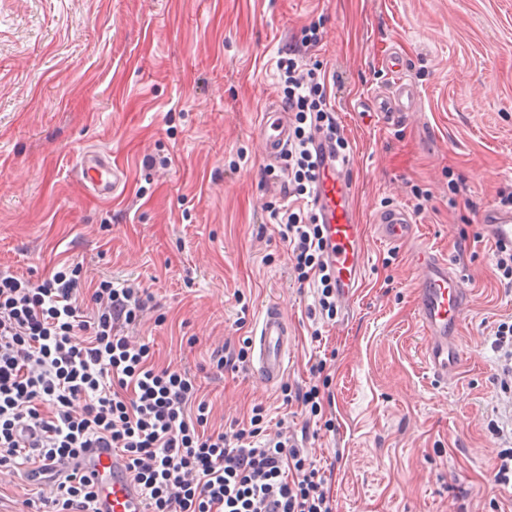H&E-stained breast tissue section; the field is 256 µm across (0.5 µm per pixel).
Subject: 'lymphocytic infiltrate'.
Wrapping results in <instances>:
<instances>
[{
	"mask_svg": "<svg viewBox=\"0 0 512 512\" xmlns=\"http://www.w3.org/2000/svg\"><path fill=\"white\" fill-rule=\"evenodd\" d=\"M280 58L286 104L297 124L284 168L293 192L311 193L316 137L348 146L316 68L302 46ZM291 247L298 280L321 286L319 307L336 313V283L312 212L270 206ZM140 288L99 281L84 296L81 269L65 264L40 284L0 272V472L27 470L45 482L37 512H92L96 491L60 462L88 448H112L128 463L148 512H337L324 473L284 434L266 436L264 410L233 432L208 431V404L184 368H157L148 343L127 336L145 307Z\"/></svg>",
	"mask_w": 512,
	"mask_h": 512,
	"instance_id": "obj_1",
	"label": "lymphocytic infiltrate"
}]
</instances>
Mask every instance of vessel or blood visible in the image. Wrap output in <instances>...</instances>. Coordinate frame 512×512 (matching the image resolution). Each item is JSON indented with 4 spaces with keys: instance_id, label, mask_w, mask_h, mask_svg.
<instances>
[{
    "instance_id": "1",
    "label": "vessel or blood",
    "mask_w": 512,
    "mask_h": 512,
    "mask_svg": "<svg viewBox=\"0 0 512 512\" xmlns=\"http://www.w3.org/2000/svg\"><path fill=\"white\" fill-rule=\"evenodd\" d=\"M387 67L394 76L388 93L375 95L372 110L384 123L410 111L417 96L414 86L403 76L405 63L391 55ZM267 156L287 153L290 126L282 109L269 107L258 129ZM347 162L326 160L312 192V205L323 226L326 254L336 277V296L350 303L365 285V227L356 217L355 191L346 179ZM78 174L93 194L113 196L124 179V172L113 166L110 155L95 152L83 155ZM386 242L402 245L413 235V216L402 205L382 211L376 219ZM481 222L492 246L512 249V211L491 207L481 213ZM417 269L416 318L425 346L423 356L436 381H456L464 360L459 342L468 290L445 257L428 246L415 253ZM252 370L264 382L274 384L287 373L289 331L280 304L268 305L262 312L253 336ZM91 476L98 487L96 512H147L145 500L127 467L125 457L110 448H90L65 464Z\"/></svg>"
}]
</instances>
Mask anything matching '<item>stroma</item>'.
<instances>
[{"mask_svg": "<svg viewBox=\"0 0 512 512\" xmlns=\"http://www.w3.org/2000/svg\"><path fill=\"white\" fill-rule=\"evenodd\" d=\"M307 59L336 78V122L366 227V282L333 320L299 284L266 206L288 182L257 136L284 104L276 63L304 29ZM399 53L417 89L388 126L358 108L389 83ZM100 150L125 172L112 199L76 172ZM169 158L160 167L158 158ZM512 187V0H0V270L40 283L64 261L89 280L146 289L129 333L156 366L190 370L209 426L233 431L254 405L328 471L338 512H512L496 483L512 446V391L492 342L512 323V284L479 215ZM416 236H376L392 205L414 207ZM448 258L469 290L457 383L433 380L415 316L414 249ZM272 301L293 331L283 385L306 387L324 361L333 427L305 425L244 362L214 350L250 339ZM319 338H312V331ZM499 434H492L489 422Z\"/></svg>", "mask_w": 512, "mask_h": 512, "instance_id": "1", "label": "stroma"}]
</instances>
